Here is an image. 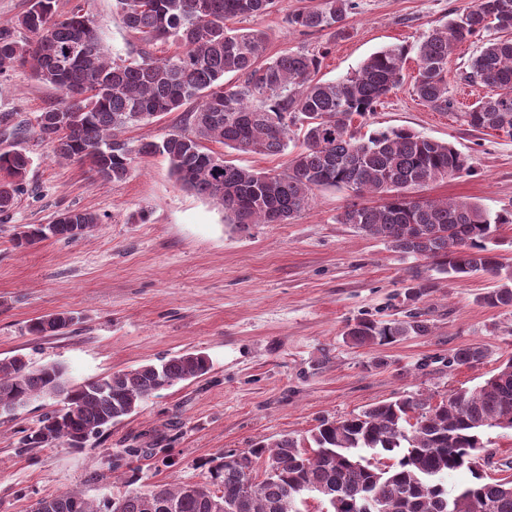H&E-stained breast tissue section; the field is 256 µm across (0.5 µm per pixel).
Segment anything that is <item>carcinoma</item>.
<instances>
[{
  "label": "carcinoma",
  "instance_id": "carcinoma-1",
  "mask_svg": "<svg viewBox=\"0 0 512 512\" xmlns=\"http://www.w3.org/2000/svg\"><path fill=\"white\" fill-rule=\"evenodd\" d=\"M56 0H30L10 24H0V76L22 67L58 91L57 99L27 127L0 115V127L14 135L32 133L53 146L57 157L84 161L90 147L101 149L102 178L118 182L130 173L133 153L161 155L185 188L224 209L228 223L284 224L309 209L321 187L347 188L356 196L381 200L354 202L338 217L379 239L395 252L435 262L439 272L464 278L477 272L500 274L502 257L490 247L512 212L495 216L468 200L426 201L408 190L468 171L467 159L449 142L405 129L353 130L382 97L403 80L408 48L395 44L365 59L351 74L317 79L326 50L300 47L265 57L266 35L258 29L230 28L234 18L260 16L274 0H116L127 27L141 41L139 59L110 58L100 26L80 21L83 9L59 16ZM355 0H317L288 16V29L302 34L347 36L346 20ZM501 36L479 46L461 74L496 93L462 113L474 130L512 137V0H475L453 12L418 45L417 98L437 112H451L448 55L458 44L479 39L489 29ZM166 46L158 57L155 47ZM237 76L224 85V76ZM94 92L92 106L78 96ZM184 110L185 129L133 149L119 134L137 126L136 113L160 115ZM298 141L288 169L257 172L223 162L211 163L204 142L243 153L278 155ZM31 159L22 149L0 152V213L24 190ZM66 223L32 224L17 233L26 248L49 237L78 240L102 223L90 211L63 212ZM86 231L72 233L71 225ZM491 307L512 306V274L483 296ZM77 317L62 311L30 322L33 336H55ZM427 320L412 312L405 320H360L346 333L359 347L386 345L405 336H425ZM478 345L459 348V364L480 361ZM210 370L209 359L186 353L159 364H141L78 384L65 368L46 364L31 369L20 357L0 360V407L16 410L36 398L61 397L21 441L23 448L63 443L71 448L131 415L162 389ZM512 429V358L474 389H460L433 404L409 395L373 405L342 420H322L307 438L288 434L258 441L239 454L224 455L207 484L131 488L100 505L79 491H56L39 498L41 512H302L304 495L314 493L327 512H357L369 500L377 512H512V481L488 479L472 465L485 448L484 432ZM263 466L261 477L254 476ZM467 469L472 481L448 494L444 477Z\"/></svg>",
  "mask_w": 512,
  "mask_h": 512
}]
</instances>
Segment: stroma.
<instances>
[{"mask_svg":"<svg viewBox=\"0 0 512 512\" xmlns=\"http://www.w3.org/2000/svg\"><path fill=\"white\" fill-rule=\"evenodd\" d=\"M470 2L357 0L348 36L336 41L288 28V15L316 0H275L246 25L266 33L271 58L328 46L318 76L335 80L381 48L416 49ZM78 3L100 24L111 55L136 57L140 43L113 0H56V10L65 15ZM416 73L407 58L403 82L368 116L365 131L405 128L466 156L468 172L413 188V197L512 212V137L470 130L456 117L489 88L451 83L456 113L436 112L414 95ZM55 98L29 70L0 77V113L15 121L34 122ZM13 145L31 166L14 206L0 214V359L19 356L34 368L58 363L74 383L185 351L208 356L211 369L159 391L83 448L20 451L24 430L54 400L36 399L0 417V512H29L49 491L109 498L126 491L132 474L141 486L205 484L227 452L285 434L303 438L322 419H345L405 394L441 401L483 384L512 356V307L481 301L494 279L448 277L432 260L397 253L338 223L352 200L347 189L317 190L291 222L243 231L210 199L178 184L162 156L136 157L130 176L112 183L56 158L36 135L0 136V149ZM73 209L96 212L103 222L77 241L15 247L23 226L54 223ZM420 281L429 289L411 300L408 289ZM415 308L425 312L430 335L371 348L346 336L358 320H400ZM58 311L74 313L76 323L55 336L28 334L30 320ZM471 344L484 348L483 359L451 363L456 349ZM131 448L141 456H128Z\"/></svg>","mask_w":512,"mask_h":512,"instance_id":"stroma-1","label":"stroma"}]
</instances>
